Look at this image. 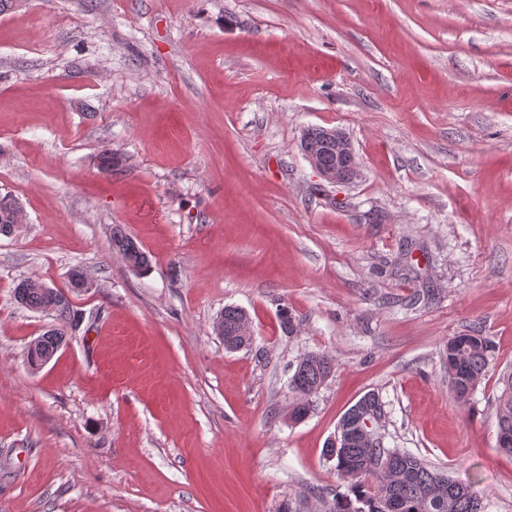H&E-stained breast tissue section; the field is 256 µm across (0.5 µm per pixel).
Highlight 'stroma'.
<instances>
[{"mask_svg": "<svg viewBox=\"0 0 512 512\" xmlns=\"http://www.w3.org/2000/svg\"><path fill=\"white\" fill-rule=\"evenodd\" d=\"M311 126L346 134L357 178L317 174ZM5 193L26 221L0 235V512H333L350 485L324 448L370 391L387 447L512 512V0H20ZM75 268L84 322L31 369L54 320L12 289ZM228 305L250 347L216 334ZM475 328L495 361L462 405L446 347ZM323 351L291 420L295 366ZM112 248L121 254L127 264L137 271H147L151 267L150 255L126 234L119 230L112 232ZM335 367V357L326 352L306 354L298 361L290 380V387L296 395L291 417L303 419L309 412V399L315 395L329 378ZM499 381L503 385L495 405L499 446L512 455V369L504 370Z\"/></svg>", "mask_w": 512, "mask_h": 512, "instance_id": "stroma-1", "label": "stroma"}]
</instances>
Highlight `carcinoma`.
<instances>
[{"mask_svg": "<svg viewBox=\"0 0 512 512\" xmlns=\"http://www.w3.org/2000/svg\"><path fill=\"white\" fill-rule=\"evenodd\" d=\"M333 129L309 127L302 135L301 148L325 167H336V143ZM23 221V213L10 195H0V235L10 236ZM112 248L137 271L151 267L150 255L128 235L112 232ZM87 276L75 270L69 276L68 291L49 287L41 282L23 279L13 291L15 302L28 310L55 316L56 324L34 339L27 350L29 365L37 369L41 362L55 355L66 342L68 332L78 321L79 311L70 299L85 291ZM247 319L245 312L234 306L224 307L215 330L224 344L236 349L247 347L251 338L239 334L240 324ZM493 341L478 329L470 334L448 340V374L456 400H469L477 384L493 364ZM335 367V357L326 352L306 354L298 361L290 380L296 395L291 410L292 419L299 421L309 412V399L329 378ZM503 385L495 405L500 449L512 455V369L499 377ZM367 403L357 401L343 415L346 443L332 458L336 470L350 482L354 498L337 500L335 512H486V504L470 492L469 486L443 471L430 467L419 457L396 448H368L358 431L357 420Z\"/></svg>", "mask_w": 512, "mask_h": 512, "instance_id": "carcinoma-1", "label": "carcinoma"}]
</instances>
